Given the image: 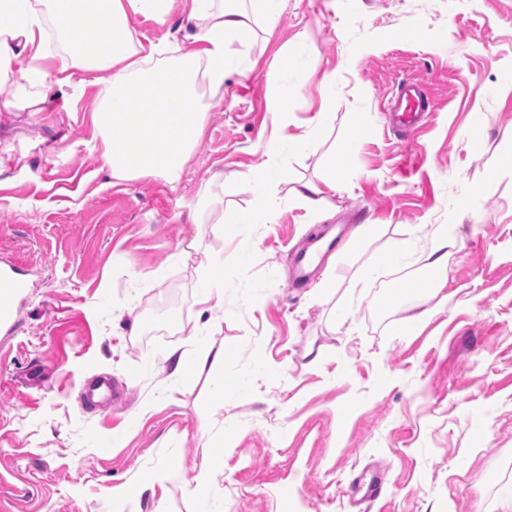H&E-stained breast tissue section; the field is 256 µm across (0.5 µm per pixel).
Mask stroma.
<instances>
[{
	"mask_svg": "<svg viewBox=\"0 0 512 512\" xmlns=\"http://www.w3.org/2000/svg\"><path fill=\"white\" fill-rule=\"evenodd\" d=\"M130 22L169 58L194 29L179 9ZM301 39L317 57L286 65ZM227 47L251 69L218 101L200 79L207 116L174 184L112 179L88 73L0 83V101L53 100L0 112V263L26 282L0 324V512H351L372 466L386 495L369 512H512V0H288ZM409 81L431 104L406 136L383 109ZM323 111L324 139L281 160L271 222L228 232L251 208L243 174L272 161L262 141L309 135ZM341 158L336 190L302 203L298 184ZM344 222L372 230L290 288L292 248ZM443 228L447 280L414 325L395 291L430 276ZM394 248L407 261L365 277ZM216 265L224 290L201 303ZM219 346L220 404L191 362ZM99 375L120 396L91 411Z\"/></svg>",
	"mask_w": 512,
	"mask_h": 512,
	"instance_id": "35a3bbf8",
	"label": "stroma"
}]
</instances>
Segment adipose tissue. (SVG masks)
I'll return each mask as SVG.
<instances>
[{
	"instance_id": "obj_1",
	"label": "adipose tissue",
	"mask_w": 512,
	"mask_h": 512,
	"mask_svg": "<svg viewBox=\"0 0 512 512\" xmlns=\"http://www.w3.org/2000/svg\"><path fill=\"white\" fill-rule=\"evenodd\" d=\"M180 1L197 26L179 57L153 67L163 47L143 44L129 18L140 15L162 25ZM238 2L225 0L217 12L214 0H50L55 28L69 45L56 54L51 72L37 66L49 47L36 0H0V82H50L55 73L75 67L92 73L93 83L104 87L95 136L112 178L162 174L177 182L206 118L195 91L197 68L205 69L212 93H219L226 76L248 67L246 56L229 51L228 42L242 38L251 19L275 24L285 0H246L243 9ZM286 176L274 164L247 173L252 207L244 215L226 214V226L268 223L274 211L269 188Z\"/></svg>"
}]
</instances>
